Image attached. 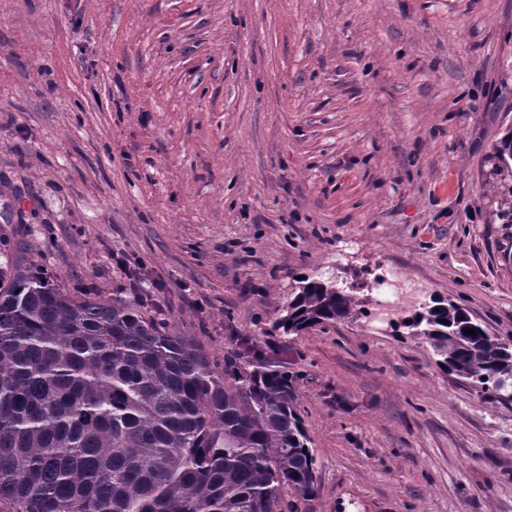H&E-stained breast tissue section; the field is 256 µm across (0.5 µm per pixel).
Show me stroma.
Masks as SVG:
<instances>
[{
  "label": "stroma",
  "instance_id": "stroma-1",
  "mask_svg": "<svg viewBox=\"0 0 512 512\" xmlns=\"http://www.w3.org/2000/svg\"><path fill=\"white\" fill-rule=\"evenodd\" d=\"M511 126L512 0H0V267L147 294L219 365L287 341L285 512H512V389L372 319L390 266L512 344ZM304 274L354 310L287 337Z\"/></svg>",
  "mask_w": 512,
  "mask_h": 512
}]
</instances>
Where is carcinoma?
Masks as SVG:
<instances>
[{
  "instance_id": "1",
  "label": "carcinoma",
  "mask_w": 512,
  "mask_h": 512,
  "mask_svg": "<svg viewBox=\"0 0 512 512\" xmlns=\"http://www.w3.org/2000/svg\"><path fill=\"white\" fill-rule=\"evenodd\" d=\"M496 157L512 161V126ZM352 289L297 280L276 327L345 318ZM437 365L485 392L512 346L453 300L402 321ZM473 329L477 335L466 334ZM282 345L250 336L224 372L191 336L122 297L76 296L29 269L0 271V503L12 512H280L316 491L315 460Z\"/></svg>"
}]
</instances>
